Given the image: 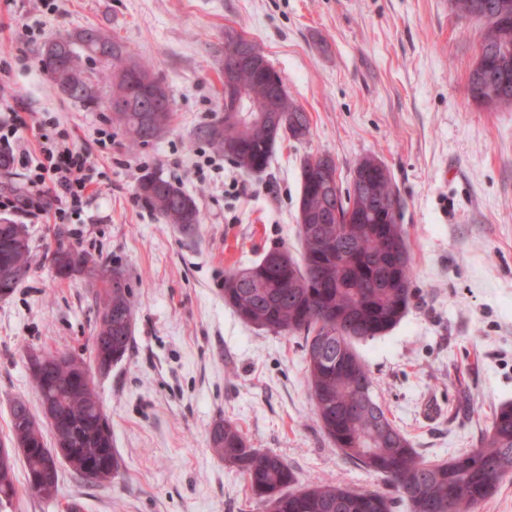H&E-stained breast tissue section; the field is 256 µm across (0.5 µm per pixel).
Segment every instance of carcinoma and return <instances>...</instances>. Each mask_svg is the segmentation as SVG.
<instances>
[{"instance_id": "obj_1", "label": "carcinoma", "mask_w": 512, "mask_h": 512, "mask_svg": "<svg viewBox=\"0 0 512 512\" xmlns=\"http://www.w3.org/2000/svg\"><path fill=\"white\" fill-rule=\"evenodd\" d=\"M480 39L489 42L485 50V75L495 90L512 93V28L495 36L482 27ZM67 50L60 58L40 56V66L56 86L67 85L78 76L71 101L90 110L107 112L132 148L148 146L162 139L153 135L152 120L169 129L174 112L170 92L144 100L138 83L129 86L122 110L112 109L115 71L130 62L145 78L163 82L149 66L140 63L124 43L100 27H81L67 36ZM98 64L93 71L86 62ZM478 80L469 72L468 97L487 112L503 106L494 99L474 95ZM283 131L279 139L267 141L262 129L253 124H224L214 118L194 130L195 138L218 150L233 141L248 155L250 165L231 160L237 168L261 172L270 163L278 141H302L309 134L310 120L289 95L282 102ZM135 196L145 208L167 223L191 234L203 223L196 198L179 183L147 172L139 180ZM311 214L325 222L299 225L302 261L288 256V265L271 279L253 265L256 276L238 280L236 270L224 273L221 295L245 323L267 331L302 332L306 372L315 415L323 433L345 459L369 473L382 477L388 490L356 489L342 479H317L300 485L291 466L278 454L261 453L230 421L215 424L210 435L214 451L244 476L251 493L264 512H394L400 505L407 512H476L512 476V403L500 405L482 436L479 446L447 460H431L414 448L411 440L389 418V410L373 397L374 379L355 344L373 340L395 327L415 297L413 266L400 218L379 224L376 208L384 203L401 204L390 172L379 175L375 193L359 188H342L340 183L323 191L306 193ZM25 232L22 224L0 221V291L12 295L19 281L15 269L31 273L30 251L16 252L10 243ZM323 238L336 240L338 257L320 262L315 258ZM50 261L69 278L73 272L88 270L101 287L93 293L98 313L112 312V326L96 323L92 340L102 341L98 357L121 363L129 353L136 302L124 270L96 262L58 233ZM122 277L124 287L109 289L112 274ZM84 359L66 352L33 354L30 376L41 407H50L54 424H43L25 402L11 408L9 443L23 447L26 480L14 478L15 458L0 462V504H10L25 495L47 501L61 497L59 473L51 475L38 490L29 480L42 475L43 464L56 454L57 436L68 441L71 453L94 460L118 473L121 460L114 448L112 426L100 400L96 381H83ZM50 428L52 443L44 440Z\"/></svg>"}]
</instances>
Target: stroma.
<instances>
[{"label":"stroma","instance_id":"obj_1","mask_svg":"<svg viewBox=\"0 0 512 512\" xmlns=\"http://www.w3.org/2000/svg\"><path fill=\"white\" fill-rule=\"evenodd\" d=\"M0 0V90L24 117L58 113L103 177L75 223L27 227L33 274L0 300V441L10 408L40 413L33 353L92 357L97 307L85 274L55 276L47 253L58 232L99 261L122 267L136 300L129 356L97 381L122 466L92 486L59 470L62 500L15 501L8 512H262L242 474L209 444L235 423L253 448L286 458L299 483L342 476L382 481L345 460L321 431L301 340L243 323L218 288L230 269L274 249L299 255L305 159L330 156L341 176L372 155L399 192L416 296L401 322L359 343L373 394L416 450L449 458L477 447L494 410L512 402V108L469 99L479 23L448 0ZM40 25V35L24 36ZM95 25L164 76L174 121L156 144L130 149L120 131L59 94L42 72L51 38ZM234 28L265 50L310 133L278 143L268 168L248 174L193 139L222 100L216 48ZM156 172L192 193L197 235L137 202ZM482 57H483V49L481 47H479L477 49L476 61L474 58V61H473V64L471 66L469 76H468V97H469V99L471 98L472 101L476 105L481 107L483 110H485L487 112H496V111L503 109V107H508V106H501V104H499V101H496L491 98L480 100L478 98V96L474 95V92L476 91V87L479 82L477 79H475L474 67H475L476 63H479V61L481 60ZM475 68H478V65H476ZM476 101H478V103Z\"/></svg>","mask_w":512,"mask_h":512}]
</instances>
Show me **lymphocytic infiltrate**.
Returning a JSON list of instances; mask_svg holds the SVG:
<instances>
[{
    "mask_svg": "<svg viewBox=\"0 0 512 512\" xmlns=\"http://www.w3.org/2000/svg\"><path fill=\"white\" fill-rule=\"evenodd\" d=\"M33 125L40 133L39 156L34 160L20 137L25 121L10 99L0 96V144L27 171L22 189L0 195V210L21 214L35 224L50 215L57 223H71L100 178L98 167L88 152L72 142L54 113H44Z\"/></svg>",
    "mask_w": 512,
    "mask_h": 512,
    "instance_id": "lymphocytic-infiltrate-1",
    "label": "lymphocytic infiltrate"
}]
</instances>
